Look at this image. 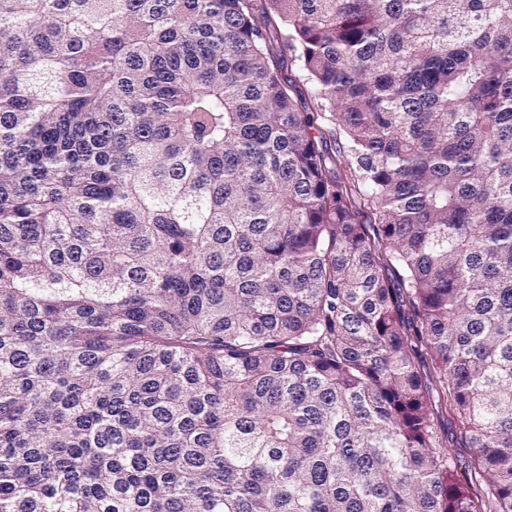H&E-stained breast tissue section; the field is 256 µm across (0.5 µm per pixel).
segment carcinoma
<instances>
[{
    "mask_svg": "<svg viewBox=\"0 0 512 512\" xmlns=\"http://www.w3.org/2000/svg\"><path fill=\"white\" fill-rule=\"evenodd\" d=\"M0 512H512V0H0ZM439 413L434 415V422L437 425L440 433L448 439V441L453 442L454 449L457 452V467L455 471V477L458 481L463 484L470 483V487L473 491L477 488L483 487V484L476 482L473 474V481L471 479V462H472V449L471 448H463L462 444L457 443L456 430L454 425L448 422V414L444 410V408H438ZM477 486V487H476Z\"/></svg>",
    "mask_w": 512,
    "mask_h": 512,
    "instance_id": "cac0c4a2",
    "label": "carcinoma"
}]
</instances>
